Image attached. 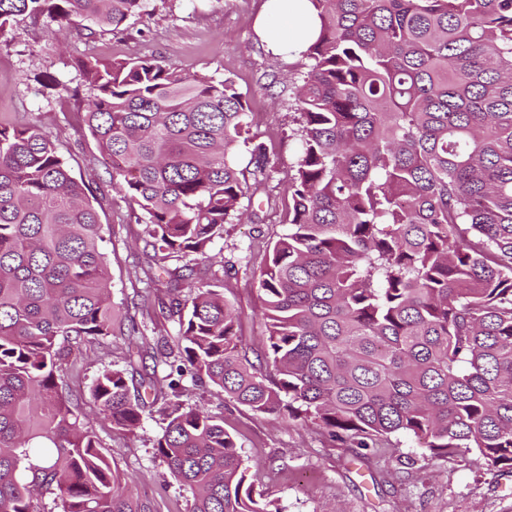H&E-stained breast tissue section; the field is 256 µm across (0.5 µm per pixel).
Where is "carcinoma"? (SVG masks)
<instances>
[{
	"mask_svg": "<svg viewBox=\"0 0 512 512\" xmlns=\"http://www.w3.org/2000/svg\"><path fill=\"white\" fill-rule=\"evenodd\" d=\"M146 2L0 0V47L19 16L117 31ZM310 2L321 25L293 91L290 227L259 275L263 364L220 289L183 295L163 265L206 256L248 183L270 177L246 100L228 77L157 57L76 62L93 90L83 122L170 277L183 345L153 358L350 448L400 433L432 457L466 448L512 472V0ZM92 197L38 125L0 128V512H38L43 494L59 512H155L65 390L72 355L116 328ZM126 374L104 368L91 396L133 434L149 405ZM148 388L168 401L154 448L190 512H281L222 420L184 406L169 374Z\"/></svg>",
	"mask_w": 512,
	"mask_h": 512,
	"instance_id": "obj_1",
	"label": "carcinoma"
}]
</instances>
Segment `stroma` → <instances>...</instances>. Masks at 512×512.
I'll return each mask as SVG.
<instances>
[{
  "label": "stroma",
  "instance_id": "obj_1",
  "mask_svg": "<svg viewBox=\"0 0 512 512\" xmlns=\"http://www.w3.org/2000/svg\"><path fill=\"white\" fill-rule=\"evenodd\" d=\"M266 0H149L145 14L117 32L60 30L48 15L18 18L0 50V126L39 125L55 142L76 178L92 186L108 224L103 249L112 272L117 313L134 316L138 333L84 347L74 360L70 386L75 409L90 423L104 453L134 496L156 512H189L192 496L156 458L153 445L166 422L160 406L147 410L135 437L114 432L90 396L94 379L108 364L125 366L130 355L163 340L178 346L177 326L155 306L165 288L144 287L155 261L145 227L130 216L112 186L96 143L81 117L92 97L76 69L77 59L157 56L188 75L231 78L251 109L252 132L268 148L270 179L241 200L242 221L224 227L208 257L168 258L171 269L192 268L191 282L216 271L224 296L237 309L250 359L263 358L266 327L256 277L268 251L288 232V179L297 162L293 84L300 60L272 53L254 23ZM187 405L222 417L258 485L278 498L283 512H512V472L490 469L472 450L429 457L418 440L393 436V451L344 448L314 426L278 414L256 415L229 402L211 383L183 376Z\"/></svg>",
  "mask_w": 512,
  "mask_h": 512
}]
</instances>
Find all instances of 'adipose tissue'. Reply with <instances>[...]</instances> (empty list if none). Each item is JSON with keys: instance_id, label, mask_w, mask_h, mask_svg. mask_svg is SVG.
Returning a JSON list of instances; mask_svg holds the SVG:
<instances>
[{"instance_id": "obj_1", "label": "adipose tissue", "mask_w": 512, "mask_h": 512, "mask_svg": "<svg viewBox=\"0 0 512 512\" xmlns=\"http://www.w3.org/2000/svg\"><path fill=\"white\" fill-rule=\"evenodd\" d=\"M320 21L309 0H267L257 36L276 54L301 56L317 37Z\"/></svg>"}]
</instances>
